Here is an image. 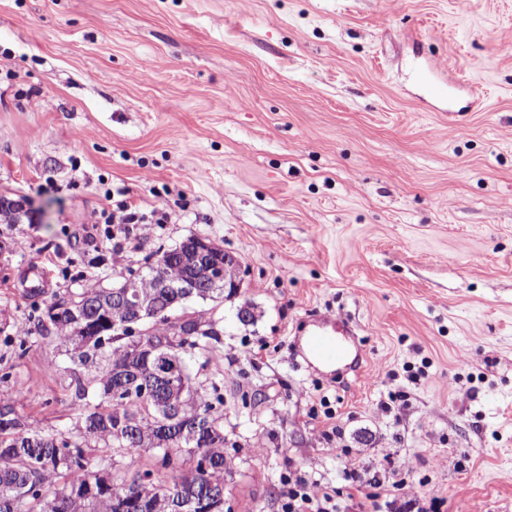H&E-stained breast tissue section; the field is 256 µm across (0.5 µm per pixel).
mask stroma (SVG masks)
Here are the masks:
<instances>
[{
	"label": "stroma",
	"mask_w": 512,
	"mask_h": 512,
	"mask_svg": "<svg viewBox=\"0 0 512 512\" xmlns=\"http://www.w3.org/2000/svg\"><path fill=\"white\" fill-rule=\"evenodd\" d=\"M0 197L36 216L0 219V397L34 426L69 391L31 285L203 237L240 280L206 368L230 512H282L290 465L343 485L331 423L369 473L416 457L441 512H512V0H0ZM122 203L170 217L109 236ZM317 314L358 370L296 365Z\"/></svg>",
	"instance_id": "35a3bbf8"
}]
</instances>
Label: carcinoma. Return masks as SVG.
<instances>
[{
	"label": "carcinoma",
	"instance_id": "cac0c4a2",
	"mask_svg": "<svg viewBox=\"0 0 512 512\" xmlns=\"http://www.w3.org/2000/svg\"><path fill=\"white\" fill-rule=\"evenodd\" d=\"M189 237L129 280L142 293L148 323L144 348L121 336L99 311L118 315L113 289L95 283L34 307L35 333L58 342L59 371L70 391L71 428L45 432L0 398V512H224V399L218 378L192 381L221 344L219 320L208 312H173L191 300L224 301V283L187 293L182 279L203 263H224V252L197 258ZM169 287L155 288L153 281ZM166 354L187 372L185 390H143L150 362ZM181 406L171 420L165 408Z\"/></svg>",
	"mask_w": 512,
	"mask_h": 512
}]
</instances>
